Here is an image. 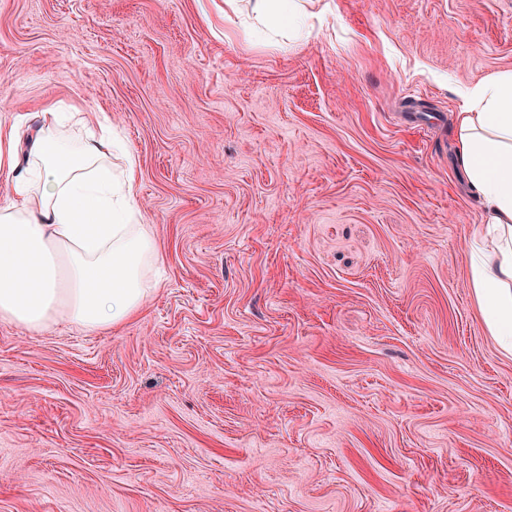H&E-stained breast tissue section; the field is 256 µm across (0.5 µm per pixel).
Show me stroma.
<instances>
[{
  "instance_id": "stroma-1",
  "label": "stroma",
  "mask_w": 512,
  "mask_h": 512,
  "mask_svg": "<svg viewBox=\"0 0 512 512\" xmlns=\"http://www.w3.org/2000/svg\"><path fill=\"white\" fill-rule=\"evenodd\" d=\"M0 0V114L104 112L163 282L0 322V512H512V356L466 266L464 89L512 0ZM252 13L261 23L276 27L290 28L292 23L303 16L302 0H252Z\"/></svg>"
}]
</instances>
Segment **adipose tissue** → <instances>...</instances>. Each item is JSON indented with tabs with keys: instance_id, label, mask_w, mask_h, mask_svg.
Returning <instances> with one entry per match:
<instances>
[{
	"instance_id": "obj_1",
	"label": "adipose tissue",
	"mask_w": 512,
	"mask_h": 512,
	"mask_svg": "<svg viewBox=\"0 0 512 512\" xmlns=\"http://www.w3.org/2000/svg\"><path fill=\"white\" fill-rule=\"evenodd\" d=\"M458 163L484 212L467 267L483 324L512 355V71L468 89ZM0 321L108 332L160 285L161 253L136 203L134 153L102 112H43L27 139L0 117Z\"/></svg>"
}]
</instances>
